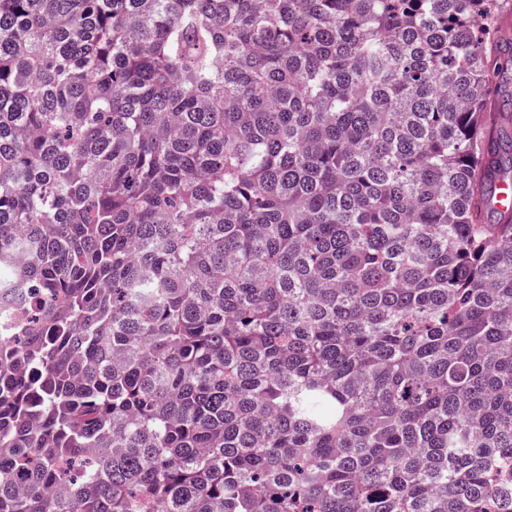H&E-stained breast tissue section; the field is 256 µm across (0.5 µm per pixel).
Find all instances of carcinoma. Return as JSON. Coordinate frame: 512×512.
Masks as SVG:
<instances>
[{
  "mask_svg": "<svg viewBox=\"0 0 512 512\" xmlns=\"http://www.w3.org/2000/svg\"><path fill=\"white\" fill-rule=\"evenodd\" d=\"M512 0H0V512H512Z\"/></svg>",
  "mask_w": 512,
  "mask_h": 512,
  "instance_id": "cac0c4a2",
  "label": "carcinoma"
}]
</instances>
